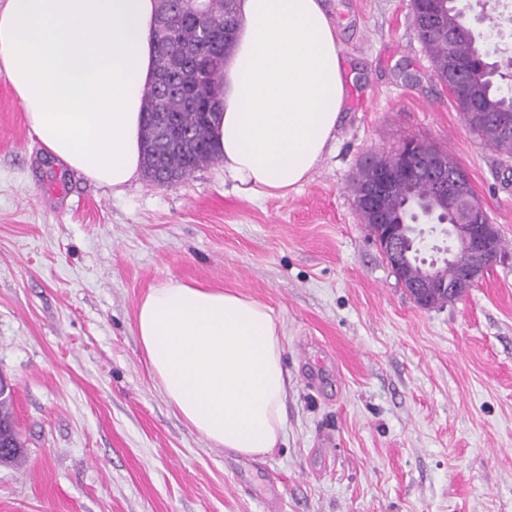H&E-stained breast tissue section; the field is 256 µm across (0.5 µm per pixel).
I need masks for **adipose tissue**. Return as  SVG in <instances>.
I'll use <instances>...</instances> for the list:
<instances>
[{"label": "adipose tissue", "instance_id": "1", "mask_svg": "<svg viewBox=\"0 0 512 512\" xmlns=\"http://www.w3.org/2000/svg\"><path fill=\"white\" fill-rule=\"evenodd\" d=\"M156 0H0V74L55 160L113 191L142 164V101L155 77ZM236 46L212 117L242 195L302 186L335 138L346 88L322 0H239ZM136 333L165 401L214 447L258 457L282 441L288 381L269 308L170 278Z\"/></svg>", "mask_w": 512, "mask_h": 512}]
</instances>
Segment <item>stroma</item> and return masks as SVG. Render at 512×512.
I'll list each match as a JSON object with an SVG mask.
<instances>
[{
	"label": "stroma",
	"instance_id": "stroma-1",
	"mask_svg": "<svg viewBox=\"0 0 512 512\" xmlns=\"http://www.w3.org/2000/svg\"><path fill=\"white\" fill-rule=\"evenodd\" d=\"M347 102L309 180L243 197L210 162L122 193L57 167L0 75V377L24 445L0 512H512V262L424 310L349 186L405 139L451 152L512 254V157L472 134L410 0H324ZM267 305L287 429L249 459L168 406L135 330L168 278Z\"/></svg>",
	"mask_w": 512,
	"mask_h": 512
}]
</instances>
